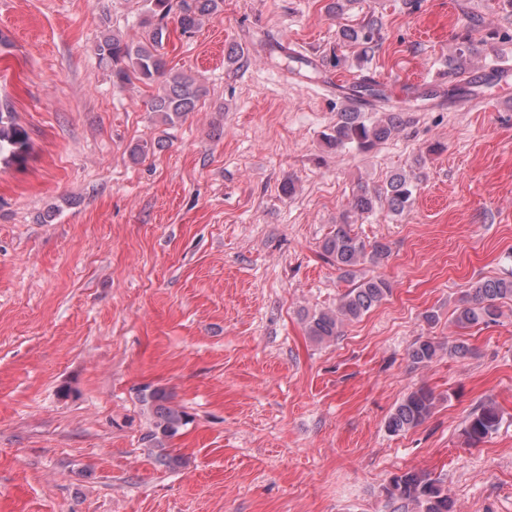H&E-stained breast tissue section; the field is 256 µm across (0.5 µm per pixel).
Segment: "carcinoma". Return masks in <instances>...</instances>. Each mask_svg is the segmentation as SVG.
I'll return each mask as SVG.
<instances>
[{
	"label": "carcinoma",
	"mask_w": 512,
	"mask_h": 512,
	"mask_svg": "<svg viewBox=\"0 0 512 512\" xmlns=\"http://www.w3.org/2000/svg\"><path fill=\"white\" fill-rule=\"evenodd\" d=\"M224 0H144L139 25L144 38L136 43L125 40L119 33L109 31L96 46L100 64L109 71L112 86L123 89L139 81L156 86L150 111L166 125H175L196 110L206 97L207 90L197 78L169 66L164 52L170 39L166 19L175 15L179 35L190 38L199 30L203 21L218 14ZM379 18L370 16L356 27H344L339 39L359 48L360 55L370 57L378 48L382 36ZM479 49L470 34L459 37L455 54L448 61L449 72L459 79L469 70L472 58ZM406 123L404 113L384 112L374 119L348 107L339 113V120L332 132L326 135L328 144L338 150L354 147L368 151L394 136ZM29 147L26 130L19 125L8 105L0 106V163L6 165L25 162ZM420 190V176L415 173L391 177L382 186L361 184L348 201L342 214L322 243L324 255L336 264L338 270L352 287L344 292L336 310L320 312L308 322V334L322 342L336 338L342 325L359 319L371 308L380 304L390 294L389 283L381 277L357 278L359 267L376 264L384 259L389 248L375 241L365 242L352 232L350 215L370 214L385 208L398 215L410 209ZM512 301V276L478 281L468 289L466 298L453 312V324L462 330L478 325L498 322L502 304ZM443 351V345L430 338L416 340L410 351L411 361L417 365L432 362ZM139 400L152 415V423L145 435L149 447L156 453V460L175 470L184 465L179 455L171 453L169 441L190 421V415L179 406L171 404L168 393L159 387L146 385L139 391ZM435 407L433 392L419 388L409 392L389 417L387 429L397 435L421 424ZM502 415L498 407L487 402L472 411L468 417L465 434L473 444L482 442L498 430ZM386 496L401 503L404 510L413 512H454V504L442 481L427 474L407 471L394 476L385 487Z\"/></svg>",
	"instance_id": "1"
}]
</instances>
